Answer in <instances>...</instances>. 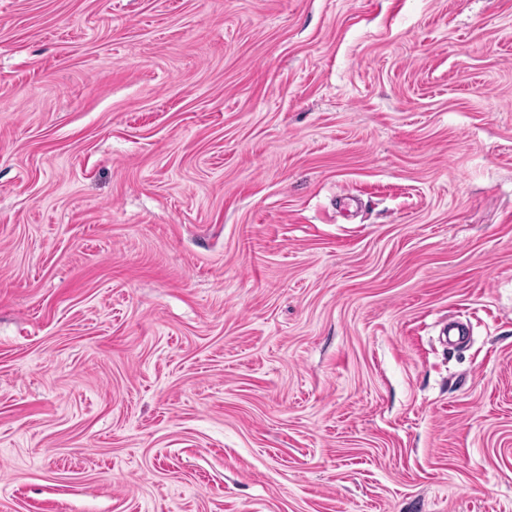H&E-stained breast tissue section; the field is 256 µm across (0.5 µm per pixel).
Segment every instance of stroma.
<instances>
[{"instance_id":"1","label":"stroma","mask_w":512,"mask_h":512,"mask_svg":"<svg viewBox=\"0 0 512 512\" xmlns=\"http://www.w3.org/2000/svg\"><path fill=\"white\" fill-rule=\"evenodd\" d=\"M0 512H512V0H0Z\"/></svg>"}]
</instances>
